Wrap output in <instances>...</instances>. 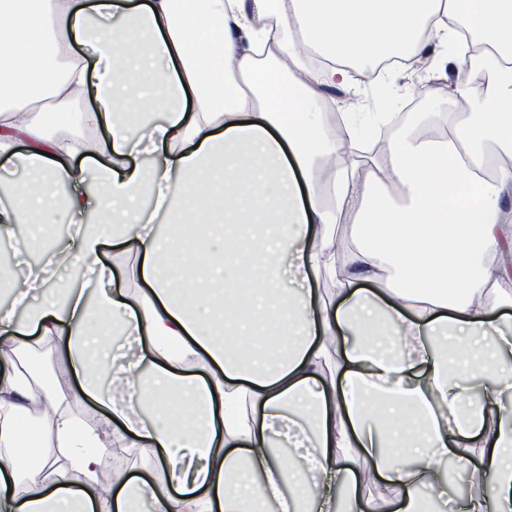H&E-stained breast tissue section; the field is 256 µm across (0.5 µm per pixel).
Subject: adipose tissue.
<instances>
[{"label":"adipose tissue","instance_id":"1","mask_svg":"<svg viewBox=\"0 0 512 512\" xmlns=\"http://www.w3.org/2000/svg\"><path fill=\"white\" fill-rule=\"evenodd\" d=\"M435 46L468 70L448 96L479 120L357 159L381 115L336 137L324 89ZM92 88L83 121L108 137L46 132ZM505 153L512 0H0V157L29 173L0 203V243L27 266L0 308V512H436L451 457L475 480L464 512H512ZM59 208L68 241L40 248ZM109 244L136 269L106 263ZM74 264L95 300L46 287ZM43 344L48 387L22 364ZM70 398L104 413L79 420ZM110 452L161 481L101 486Z\"/></svg>","mask_w":512,"mask_h":512}]
</instances>
